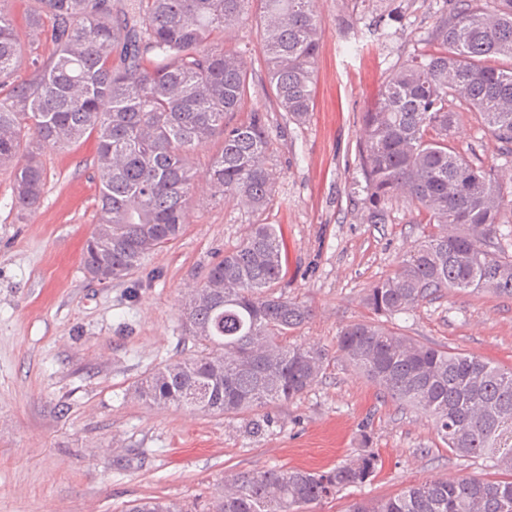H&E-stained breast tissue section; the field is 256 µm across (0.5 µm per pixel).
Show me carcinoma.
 <instances>
[{"label": "carcinoma", "instance_id": "cac0c4a2", "mask_svg": "<svg viewBox=\"0 0 512 512\" xmlns=\"http://www.w3.org/2000/svg\"><path fill=\"white\" fill-rule=\"evenodd\" d=\"M259 4L269 102L297 124L313 105L322 25L311 0H32L18 16L0 0V168L11 170L15 206L32 214L46 184L42 153L96 134L98 204L81 264L98 283L121 280L189 223L191 192L204 178L214 196L261 214L271 204L273 139L254 108L253 73L215 40ZM35 34L28 55L19 28ZM48 54H43V49ZM27 77L17 80L21 69ZM512 154V0H466L440 15L424 49L386 77L363 115L360 171L372 222L403 199L435 231L419 241L365 301L384 316L407 313L448 288L512 298V257L487 250L503 236L504 188L494 170L450 144L462 112ZM220 150L200 172L203 144ZM278 224L251 225L182 305L198 351L171 359L135 388L157 406L185 405L226 417L291 401L322 377L326 349L288 341L312 310L275 295L283 270ZM337 351L392 399L426 414L448 450L512 473V369L453 352L372 322L343 327ZM363 454L329 470L271 468L231 479L217 512H304L375 475ZM128 512H182L148 499ZM348 512H512V478L427 477L400 493L353 502Z\"/></svg>", "mask_w": 512, "mask_h": 512}]
</instances>
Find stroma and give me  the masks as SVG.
<instances>
[{"mask_svg":"<svg viewBox=\"0 0 512 512\" xmlns=\"http://www.w3.org/2000/svg\"><path fill=\"white\" fill-rule=\"evenodd\" d=\"M454 5L313 0L323 26L313 107L301 125L270 111V208L260 216L197 186L184 234L124 280L98 284L81 266L98 197L94 137L46 152L45 193L31 215L15 208L12 175L0 168V512H126L148 498L213 512L234 473L326 470L369 451L379 458L371 481L309 512H347L355 500L389 497L431 475L505 478L504 470L449 452L424 414L384 396L335 352L342 327L373 320L367 290L432 230L402 203L388 205L383 223L370 222L358 147L362 116L388 71L420 51ZM224 44L253 72L251 106L267 109L255 15ZM453 144L512 191V155L478 114H462ZM260 219L284 233L279 293L313 311L292 341L332 352L323 377L275 405L274 424L259 435L247 432L242 417L138 399L135 387L153 369L194 353L181 306ZM383 324L512 367L510 298L451 288Z\"/></svg>","mask_w":512,"mask_h":512,"instance_id":"1","label":"stroma"}]
</instances>
